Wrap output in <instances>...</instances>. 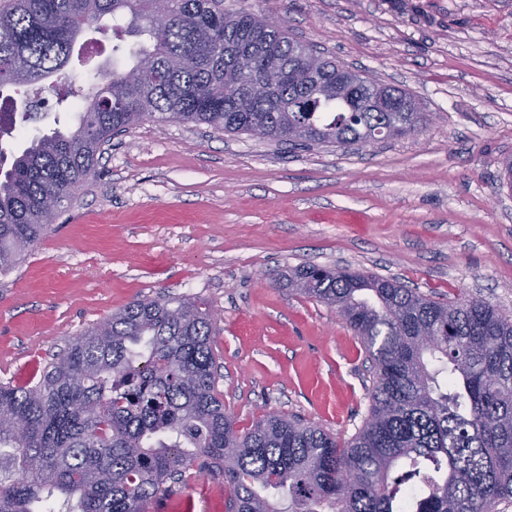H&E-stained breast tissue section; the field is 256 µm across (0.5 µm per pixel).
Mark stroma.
I'll list each match as a JSON object with an SVG mask.
<instances>
[{"mask_svg": "<svg viewBox=\"0 0 512 512\" xmlns=\"http://www.w3.org/2000/svg\"><path fill=\"white\" fill-rule=\"evenodd\" d=\"M405 89L422 132L367 146L291 148L205 125L144 122L113 137L23 261L0 276V382H38L66 340L166 294L222 318L226 409L246 429L298 414L343 438L368 409L370 361L335 308L291 294L315 264L464 294L512 317V0H224ZM108 21L84 46L111 67Z\"/></svg>", "mask_w": 512, "mask_h": 512, "instance_id": "35a3bbf8", "label": "stroma"}]
</instances>
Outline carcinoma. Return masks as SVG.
Returning <instances> with one entry per match:
<instances>
[{"label": "carcinoma", "instance_id": "obj_1", "mask_svg": "<svg viewBox=\"0 0 512 512\" xmlns=\"http://www.w3.org/2000/svg\"><path fill=\"white\" fill-rule=\"evenodd\" d=\"M106 16L130 18L138 40L112 45L127 62L84 95L76 125L34 137L0 178V274L71 204L102 146L143 122L308 148L427 121L411 93L338 70L224 0H0V89L61 75ZM288 284L342 309L371 361L350 439L293 414L239 429L217 390L212 307L137 299L70 337L35 385L0 384V512H148L188 472L224 477L225 512H403L413 479L417 512L512 501L511 318L347 269L304 266Z\"/></svg>", "mask_w": 512, "mask_h": 512}]
</instances>
